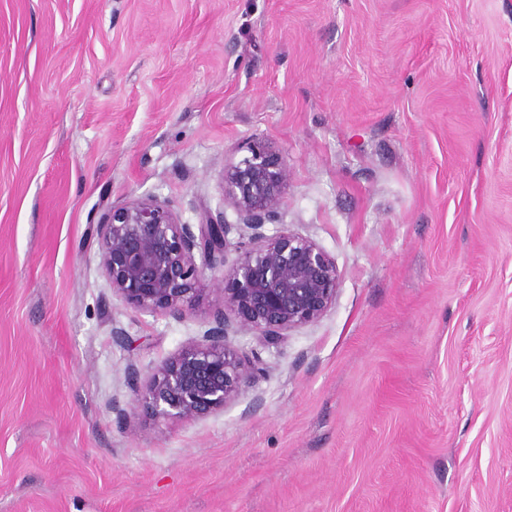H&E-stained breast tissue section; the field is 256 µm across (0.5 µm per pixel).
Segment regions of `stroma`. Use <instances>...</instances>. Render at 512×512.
<instances>
[{"label": "stroma", "mask_w": 512, "mask_h": 512, "mask_svg": "<svg viewBox=\"0 0 512 512\" xmlns=\"http://www.w3.org/2000/svg\"><path fill=\"white\" fill-rule=\"evenodd\" d=\"M252 140L336 299L222 412L128 428L216 295L126 307L95 226L235 221ZM0 512H512V0H0Z\"/></svg>", "instance_id": "obj_1"}]
</instances>
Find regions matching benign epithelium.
I'll return each instance as SVG.
<instances>
[{"instance_id":"obj_1","label":"benign epithelium","mask_w":512,"mask_h":512,"mask_svg":"<svg viewBox=\"0 0 512 512\" xmlns=\"http://www.w3.org/2000/svg\"><path fill=\"white\" fill-rule=\"evenodd\" d=\"M288 182L282 152L253 142L224 164V204L238 216L207 214L197 224L154 197L114 205L96 225L100 265L112 295L130 308L181 320L195 312L202 282L220 285L215 326L184 344L142 385H134L125 420L139 407L167 420H195L224 410L264 371L258 350L240 352L229 336L247 333L259 346L322 317L336 299L333 258L315 241L277 223ZM238 233L231 244L229 235ZM236 257L228 260L230 246Z\"/></svg>"}]
</instances>
